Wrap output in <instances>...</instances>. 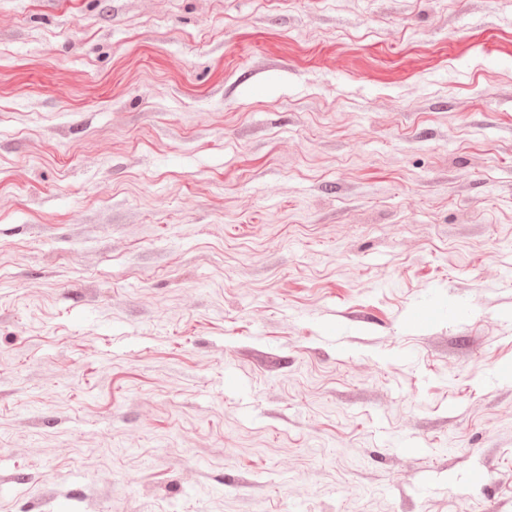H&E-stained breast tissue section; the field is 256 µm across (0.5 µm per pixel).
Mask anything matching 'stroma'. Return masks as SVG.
<instances>
[{
    "mask_svg": "<svg viewBox=\"0 0 512 512\" xmlns=\"http://www.w3.org/2000/svg\"><path fill=\"white\" fill-rule=\"evenodd\" d=\"M62 502L512 512V0H0V512Z\"/></svg>",
    "mask_w": 512,
    "mask_h": 512,
    "instance_id": "stroma-1",
    "label": "stroma"
}]
</instances>
